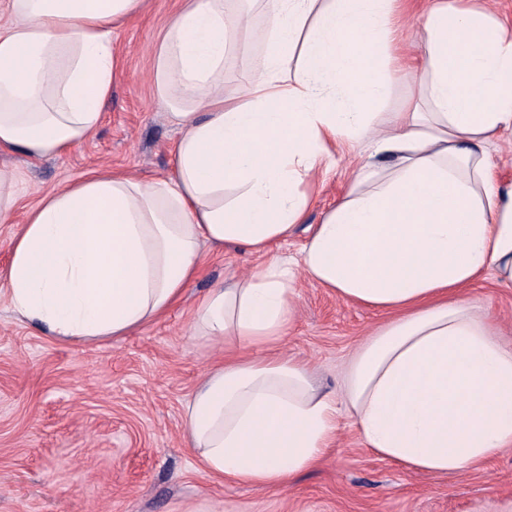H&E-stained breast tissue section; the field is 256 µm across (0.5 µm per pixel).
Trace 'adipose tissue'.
Wrapping results in <instances>:
<instances>
[{"label": "adipose tissue", "instance_id": "ef3b65f1", "mask_svg": "<svg viewBox=\"0 0 512 512\" xmlns=\"http://www.w3.org/2000/svg\"><path fill=\"white\" fill-rule=\"evenodd\" d=\"M408 0H183L150 79L180 130L165 176L92 171L43 194L9 242L0 287L59 341H103L179 303L201 247L259 262L212 289L196 331L233 348L184 411L186 440L219 480L276 487L314 468L351 419L366 447L448 474L512 447V346L459 295L484 273L512 285V185L489 147L512 133V28L422 0L413 53L393 62ZM148 0H8L0 24V150L61 156L97 131L121 70L112 32ZM266 52L236 95L240 34ZM415 99L379 111L401 70ZM364 147L343 196L298 258L271 254L304 223L316 177ZM389 313L349 358L342 392L277 346L298 277Z\"/></svg>", "mask_w": 512, "mask_h": 512}]
</instances>
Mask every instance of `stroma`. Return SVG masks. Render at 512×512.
Here are the masks:
<instances>
[{
	"mask_svg": "<svg viewBox=\"0 0 512 512\" xmlns=\"http://www.w3.org/2000/svg\"><path fill=\"white\" fill-rule=\"evenodd\" d=\"M181 0H150L112 41L121 77L95 135L67 154L31 161L0 154L18 202L0 223V274L8 244L38 195L107 167L165 175L178 133L155 103V52ZM354 156L340 154L320 182L306 221L319 223L343 194ZM184 300L130 335L59 342L30 327L0 293V512H512V447L479 465L432 476L380 460L341 420L322 463L286 486L215 482L184 439V407L224 348L191 327L196 300L244 275L257 258L204 245ZM285 354L307 361L323 387L338 388L344 364L387 314L347 302L298 278ZM512 343V288L482 275L462 291Z\"/></svg>",
	"mask_w": 512,
	"mask_h": 512,
	"instance_id": "35a3bbf8",
	"label": "stroma"
}]
</instances>
